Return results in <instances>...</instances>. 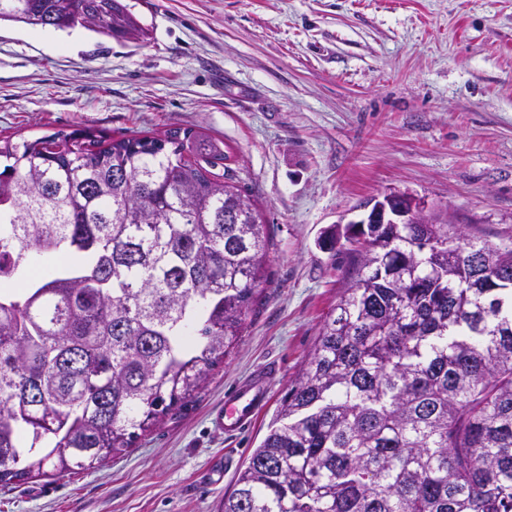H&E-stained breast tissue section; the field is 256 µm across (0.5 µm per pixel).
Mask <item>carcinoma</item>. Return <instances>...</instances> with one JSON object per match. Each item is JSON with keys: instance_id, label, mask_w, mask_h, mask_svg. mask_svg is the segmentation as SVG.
<instances>
[{"instance_id": "carcinoma-1", "label": "carcinoma", "mask_w": 512, "mask_h": 512, "mask_svg": "<svg viewBox=\"0 0 512 512\" xmlns=\"http://www.w3.org/2000/svg\"><path fill=\"white\" fill-rule=\"evenodd\" d=\"M135 38L120 0L0 21ZM222 142L0 140V486L93 468L195 397L267 282ZM349 269L220 512H512V243L464 224L334 226Z\"/></svg>"}]
</instances>
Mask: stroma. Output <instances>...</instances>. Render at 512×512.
Wrapping results in <instances>:
<instances>
[{
  "label": "stroma",
  "mask_w": 512,
  "mask_h": 512,
  "mask_svg": "<svg viewBox=\"0 0 512 512\" xmlns=\"http://www.w3.org/2000/svg\"><path fill=\"white\" fill-rule=\"evenodd\" d=\"M122 2L140 39L0 23V139L223 141L267 226L269 282L192 403L96 468L0 487V512H218L345 284L344 245L320 237L361 200L405 192L512 238V0ZM270 364L254 423L215 431L225 395Z\"/></svg>",
  "instance_id": "stroma-1"
}]
</instances>
